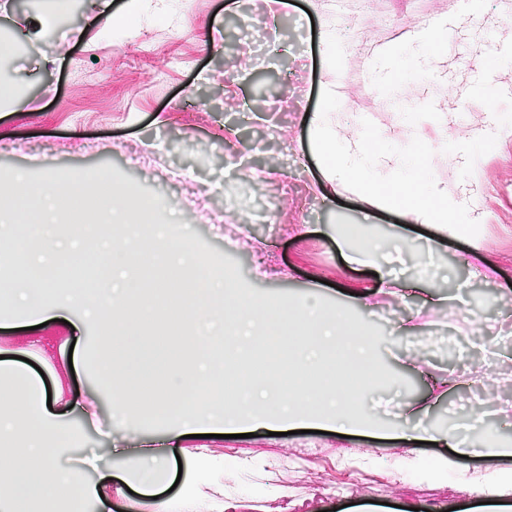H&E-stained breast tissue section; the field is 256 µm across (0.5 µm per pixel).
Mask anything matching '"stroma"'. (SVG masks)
I'll return each instance as SVG.
<instances>
[{
    "mask_svg": "<svg viewBox=\"0 0 512 512\" xmlns=\"http://www.w3.org/2000/svg\"><path fill=\"white\" fill-rule=\"evenodd\" d=\"M57 12L52 35L14 54L16 97L0 107V197L29 181L85 180L108 171L114 189L155 201L159 224L184 225L197 255L223 265L234 286L263 296L314 297L341 305L380 336L384 377L366 407L385 424L427 404L441 427L484 402L485 435L512 442V0H113L131 26L102 28L93 11L69 22L72 0H42ZM440 19L443 52L408 37ZM242 34L252 76L210 28ZM337 94L341 135L370 119L403 146L420 138L449 196L480 223L471 240L431 231L401 213L373 211L357 193L323 194L310 121L323 88ZM199 188L180 199L178 183ZM478 197H471V189ZM369 237L413 239L387 260L404 287L394 296L372 269L336 245L345 225ZM363 286L367 302L350 300ZM434 305H426V298ZM229 465L203 485L233 512H474L482 497L469 478L512 467L511 457L468 456V479L421 477L394 435L337 433L211 438Z\"/></svg>",
    "mask_w": 512,
    "mask_h": 512,
    "instance_id": "35a3bbf8",
    "label": "stroma"
}]
</instances>
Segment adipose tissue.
I'll return each instance as SVG.
<instances>
[{
  "mask_svg": "<svg viewBox=\"0 0 512 512\" xmlns=\"http://www.w3.org/2000/svg\"><path fill=\"white\" fill-rule=\"evenodd\" d=\"M106 193H86L79 182L44 186L19 181L13 204L0 202V241L9 243L12 263L0 281V321L45 323L66 320L76 332L94 329L105 355L103 390L84 397L63 384L46 391L44 380L0 345V512H113L112 483L156 498V512H170L159 499L170 462L183 454L191 433L316 425L347 434L382 435L362 406L380 372L377 339L344 307L326 308L310 299L291 303L233 288L222 268L201 262L186 267L194 245L187 234L165 233L154 250L170 259L154 277L139 256L126 212L128 194L111 190V178L93 175ZM61 210L56 224L50 211ZM66 250L70 261L89 256L97 265L124 271V285L107 278L80 288L59 269L44 271L42 256ZM185 287L172 291L171 281ZM122 312L116 320L114 312ZM173 327L174 337L142 342L136 363L128 361L130 319ZM281 349L282 365L269 369L252 353ZM105 399L113 421L135 412L167 417L162 447L138 455V470L109 465L97 481L62 463L76 452L82 433L74 415L91 416ZM401 439L441 443L451 453L430 461V477L448 474L456 458L469 454L456 428H417L411 416L392 427Z\"/></svg>",
  "mask_w": 512,
  "mask_h": 512,
  "instance_id": "adipose-tissue-1",
  "label": "adipose tissue"
}]
</instances>
